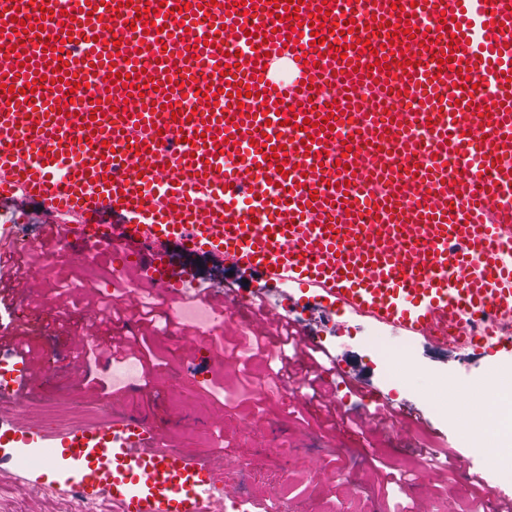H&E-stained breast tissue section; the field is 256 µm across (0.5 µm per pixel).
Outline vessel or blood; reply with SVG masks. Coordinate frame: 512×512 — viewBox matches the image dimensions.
Wrapping results in <instances>:
<instances>
[{
    "label": "vessel or blood",
    "instance_id": "obj_1",
    "mask_svg": "<svg viewBox=\"0 0 512 512\" xmlns=\"http://www.w3.org/2000/svg\"><path fill=\"white\" fill-rule=\"evenodd\" d=\"M159 2L0 0V85L18 90L0 110L1 197L20 193L49 212L79 216L78 224L51 226L58 248L72 234L122 246L151 259L150 286L173 295L194 278L191 258L208 254L260 273L265 284L314 290L408 339L512 354V0H417L405 21L392 0H305L295 44L284 0H253L246 13L236 0H190L162 34L133 38L117 25L112 43L99 41L96 17L106 6L124 16ZM44 6L69 13L62 48L46 47L38 28L13 31L15 20ZM323 6L335 26L312 31ZM205 25L229 28L238 66L223 44H204ZM317 35L325 44H314ZM360 38L369 52L356 49ZM443 51L453 62L438 63ZM92 70L101 87L81 97L75 115L32 113L37 97L25 84L46 78L64 103L71 83ZM120 73L153 77L155 104L120 111L139 96L116 83ZM204 80L228 94L229 107L173 120L164 109L169 88L193 97ZM321 80L336 88L334 104L309 96ZM365 94L398 96L403 106L393 115L359 113L357 134L346 137L344 109ZM463 110L478 115V150L454 135ZM292 117L314 122L312 134L289 125ZM391 127L427 133L433 154L422 167L399 168L395 151L384 150ZM161 130L171 132L168 142L158 140ZM133 141L148 147L136 159ZM77 144L82 161L63 167ZM272 154L289 175L269 164ZM448 155L458 166L438 165ZM339 159L349 168L335 176ZM331 177L337 186H327ZM107 212L117 223L103 221ZM170 244L178 263L159 256ZM0 438L38 449L40 470L65 461L66 485L84 498L122 488L124 512H211L215 501L206 460L170 447L142 416L110 414L59 437L0 420Z\"/></svg>",
    "mask_w": 512,
    "mask_h": 512
}]
</instances>
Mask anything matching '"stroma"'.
Instances as JSON below:
<instances>
[{
  "instance_id": "obj_1",
  "label": "stroma",
  "mask_w": 512,
  "mask_h": 512,
  "mask_svg": "<svg viewBox=\"0 0 512 512\" xmlns=\"http://www.w3.org/2000/svg\"><path fill=\"white\" fill-rule=\"evenodd\" d=\"M59 218L22 194L0 198V225H18V238L35 243L21 251L22 280L0 303V333L25 337L31 347L26 362L34 381L35 400L25 409L0 400V415L23 425L63 434L84 424L85 411L99 409L98 392L83 381L77 356L80 336H98V315L112 286L109 278L88 283L83 263L96 257L101 271L124 266L127 285L146 280L148 266L125 265L122 255L97 250L70 237L65 255H57L46 236ZM259 275L231 271L215 257L198 264L197 285L253 295ZM272 306L291 318L336 359V371L323 374L319 400L290 399L287 389L265 391L259 402L227 406L236 377L218 361L211 340L193 328L171 327L154 337L164 365L155 386L115 394L112 410L147 415L165 429L174 447L204 454L224 468V507L231 512L233 495L245 492L253 512L287 506L288 512H468L464 496L452 494L435 474L424 472L421 450L434 446L453 459L470 458L496 485L512 488V457L475 453L463 419L449 418L453 405L486 399L497 377L512 375V356L487 349L438 347L423 340H404L389 328L336 310L328 301L311 298L294 284L267 289ZM417 366L414 376L396 375L397 346ZM463 385L460 396L450 386ZM393 398L413 419L398 427L373 421L375 406L358 388ZM348 414L362 422V433L331 428V415ZM385 454L393 468L412 474L404 486L383 484L370 463H356L365 446ZM11 448L0 447V512H68L73 497L66 490L34 495L39 475L10 461ZM291 485H283L284 475Z\"/></svg>"
}]
</instances>
